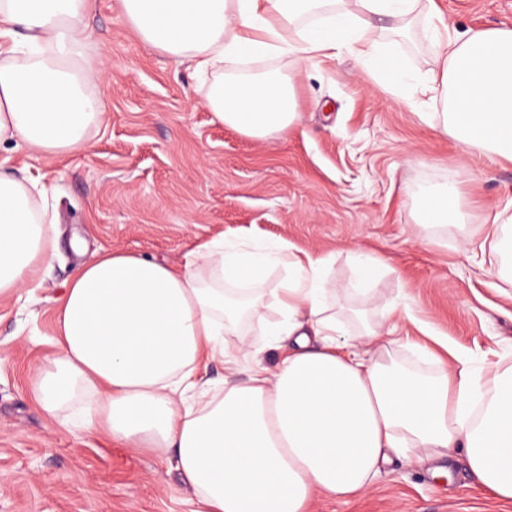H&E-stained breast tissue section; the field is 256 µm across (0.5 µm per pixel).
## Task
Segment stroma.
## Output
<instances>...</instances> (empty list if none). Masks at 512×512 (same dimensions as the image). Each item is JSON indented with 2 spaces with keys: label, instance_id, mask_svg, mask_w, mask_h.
Returning <instances> with one entry per match:
<instances>
[{
  "label": "stroma",
  "instance_id": "obj_1",
  "mask_svg": "<svg viewBox=\"0 0 512 512\" xmlns=\"http://www.w3.org/2000/svg\"><path fill=\"white\" fill-rule=\"evenodd\" d=\"M436 4L455 31L512 26V0ZM82 30L84 58L106 67L95 88L106 120L68 155L0 147V171L45 183L58 238L33 300L0 299V512H201L165 461L76 430L69 410L49 417L30 394V376L56 351L57 300L75 265L105 249L178 265L201 239L283 241L331 257L328 279L342 287L358 247L382 267L367 295L337 299L348 334L368 323L409 337L400 359L439 340L490 370L512 364V282L480 251L489 216L512 222V163L464 154L423 121L427 97L377 90L345 51L251 62L294 76L300 113L255 139L215 120L210 80L144 43L119 0H91ZM451 180L466 222L417 223L411 193ZM436 466L393 458L368 495L321 496L311 512H512L475 486L464 454L449 476Z\"/></svg>",
  "mask_w": 512,
  "mask_h": 512
}]
</instances>
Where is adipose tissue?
Masks as SVG:
<instances>
[{"label":"adipose tissue","instance_id":"obj_1","mask_svg":"<svg viewBox=\"0 0 512 512\" xmlns=\"http://www.w3.org/2000/svg\"><path fill=\"white\" fill-rule=\"evenodd\" d=\"M145 42L195 73L262 55L300 61L346 50L391 93L411 87L439 103L436 129L467 154L512 162V27L447 33L434 0H121ZM89 0H0V145L45 155L74 152L106 107L103 76L80 52ZM399 32L420 23L434 42L431 68L414 78L393 43L366 44L373 17ZM222 123L264 138L298 117L284 73L216 77L207 101ZM39 180L0 172V298L30 287L57 250L55 215L37 211ZM419 223L457 224L455 183L416 195ZM280 287L262 282L270 267ZM327 260L284 242L249 249L221 238L198 244L182 267L115 247L73 272L57 306L59 351L30 379L56 414L93 396L104 431L135 451L167 459L203 512H308L317 495L362 496L392 457L423 460L462 451L477 487L512 501V365L483 375L452 353L422 375L393 357L376 326L344 337L331 304ZM275 309L280 319L267 321ZM259 354L287 342L270 370L233 377L224 341L245 321ZM222 360L218 393L195 379Z\"/></svg>","mask_w":512,"mask_h":512}]
</instances>
